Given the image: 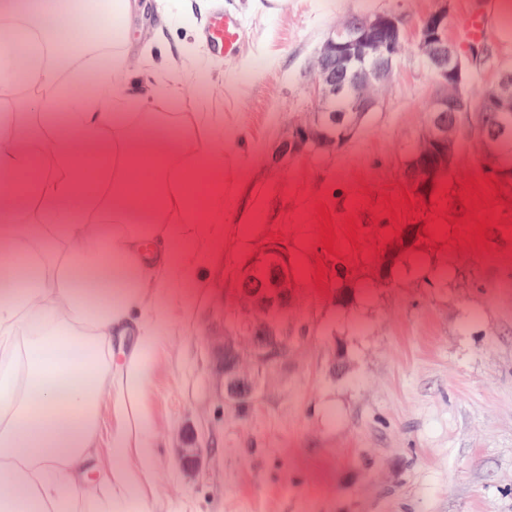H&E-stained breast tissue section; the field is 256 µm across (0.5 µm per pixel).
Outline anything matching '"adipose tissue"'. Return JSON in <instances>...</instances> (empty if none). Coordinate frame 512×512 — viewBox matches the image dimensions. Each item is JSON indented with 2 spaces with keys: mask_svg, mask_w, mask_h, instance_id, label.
<instances>
[{
  "mask_svg": "<svg viewBox=\"0 0 512 512\" xmlns=\"http://www.w3.org/2000/svg\"><path fill=\"white\" fill-rule=\"evenodd\" d=\"M123 108L118 100L110 104L70 101L72 137L101 139ZM141 164V156L133 154L117 167L112 190L118 203L112 221L97 235L81 240L75 238L74 229L84 208L94 207L97 201L88 187L90 161L73 160L60 180L43 189V216L58 235L68 237L69 263L93 271L108 257L122 277L172 269L175 255L167 244V233L156 222L174 198L162 180L143 185ZM77 196L83 198V208L72 206ZM133 204L143 205L152 223L123 227L124 214ZM28 220V213L20 211L10 223L0 225V239L13 245L6 261L0 262V473L14 480L13 493L0 500V512H17L21 503L29 512H65L83 492L75 477L86 467L96 431L100 348L134 314L139 317L142 350L149 347L155 338L156 316L141 310L137 288H120L99 297L97 289L67 274V263L19 244L17 235ZM146 237L155 241L149 252L141 245ZM18 266L27 271L21 281L14 274ZM61 305L67 309L63 318L57 314ZM142 350L125 360L115 397V413L124 425L112 435L111 452L117 462L104 475L114 490L113 512H127L140 492L137 477L124 464L125 456L134 448L142 457L151 454L140 444L148 425L147 415L139 411L149 376Z\"/></svg>",
  "mask_w": 512,
  "mask_h": 512,
  "instance_id": "adipose-tissue-1",
  "label": "adipose tissue"
}]
</instances>
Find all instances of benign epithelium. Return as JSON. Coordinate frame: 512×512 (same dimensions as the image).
Masks as SVG:
<instances>
[{"label":"benign epithelium","mask_w":512,"mask_h":512,"mask_svg":"<svg viewBox=\"0 0 512 512\" xmlns=\"http://www.w3.org/2000/svg\"><path fill=\"white\" fill-rule=\"evenodd\" d=\"M452 0H439L417 28L416 48L436 85L422 135L425 147L407 161L406 178L413 194L423 202L442 195L455 161L457 115L469 109L460 85L464 63L477 67L483 59H464L448 41ZM404 48V23L391 11L347 19L320 46L314 76L319 99L315 111L298 122L280 144L281 159L304 153L333 152L350 140L363 118L377 108L379 94L390 80ZM485 112L503 116L512 112V69L498 70L484 99ZM512 126L499 120L477 136L476 150L488 175L512 182V164L501 154ZM421 226L407 225L386 254L379 272L412 248ZM238 324L220 336L205 340L211 355L210 372L224 406L238 414L252 407L270 388L288 375L295 345L304 336L288 335V311L294 291L288 254L278 242L268 243L250 259L239 275ZM179 462L187 474L204 462L205 448L192 428L181 433Z\"/></svg>","instance_id":"benign-epithelium-1"}]
</instances>
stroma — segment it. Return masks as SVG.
<instances>
[{"label": "stroma", "mask_w": 512, "mask_h": 512, "mask_svg": "<svg viewBox=\"0 0 512 512\" xmlns=\"http://www.w3.org/2000/svg\"><path fill=\"white\" fill-rule=\"evenodd\" d=\"M125 33L112 45L122 56L108 74L125 114H144L186 135L165 147L139 138L121 121L99 141L74 139L67 156L114 165L117 153L162 152L165 189L189 188L181 173L198 155L217 164L222 198L214 239L202 248L183 235L186 214L169 207L162 221L184 263L159 285L143 284V301L160 323L146 357L141 404L150 460L129 457L143 473L149 512H512V182L500 183L495 225L484 246H463L452 220L463 217L467 178L482 182L478 154L461 144L447 192L416 204L415 216L390 218L383 198L408 189L407 158L428 118L435 83L415 49L418 22L438 0H136ZM502 0H452L448 38L485 9L491 30L477 46L486 59L473 86L512 67V10ZM242 29L230 59L210 50L204 34L216 12ZM393 11L406 21V52L375 112L338 151L276 162L279 144L318 101L312 65L324 40L354 15ZM63 36L81 52L58 68L52 92L84 96L86 73L102 74L92 33L70 14L47 40ZM34 94L23 81L0 90V110L18 115L20 145L49 136L50 120L17 107ZM64 156V157H67ZM63 156L36 157L26 179L0 169L11 206L28 209L38 244L66 256L67 239L43 221L41 188L64 172ZM335 228L333 251L322 247L321 209ZM353 218L359 243L344 227ZM429 230L387 276L381 255L396 226ZM288 251L296 304L292 335L303 337L288 377L244 415L224 408L209 370L206 337L233 325L236 279L272 239ZM114 391L98 404L91 481L75 512H112L101 481L115 462L109 451L118 420ZM192 426L207 455L187 475L176 450Z\"/></svg>", "instance_id": "stroma-1"}]
</instances>
